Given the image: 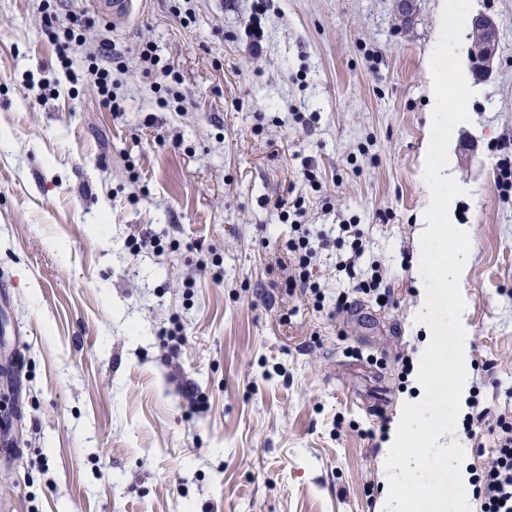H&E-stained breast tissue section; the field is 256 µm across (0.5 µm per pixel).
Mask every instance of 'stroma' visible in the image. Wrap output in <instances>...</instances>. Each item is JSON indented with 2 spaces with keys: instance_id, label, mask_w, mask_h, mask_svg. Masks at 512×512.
<instances>
[{
  "instance_id": "stroma-1",
  "label": "stroma",
  "mask_w": 512,
  "mask_h": 512,
  "mask_svg": "<svg viewBox=\"0 0 512 512\" xmlns=\"http://www.w3.org/2000/svg\"><path fill=\"white\" fill-rule=\"evenodd\" d=\"M444 4L267 0L256 56L253 0H191L188 23L174 0H137L95 21L127 63L113 112L84 62L60 67L34 0H0V273L15 280L0 342L22 352L0 387V415L20 417L0 512H385L390 434L424 395L401 386L400 359L431 338L414 261ZM470 11L500 44L450 138V220L472 228L469 389L497 410L512 408V196L494 183L512 0ZM145 42L178 72L182 108L160 107ZM298 197L300 223L360 225V268L387 274L395 304L369 342L280 286L291 226L275 204ZM148 234L161 253L136 248ZM175 320L174 346L160 331ZM378 388L373 417L355 399Z\"/></svg>"
}]
</instances>
